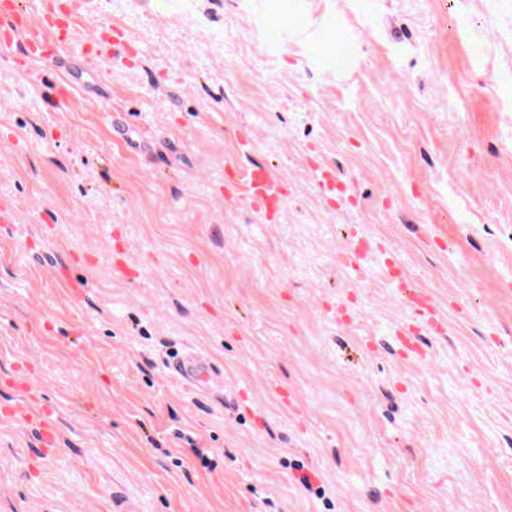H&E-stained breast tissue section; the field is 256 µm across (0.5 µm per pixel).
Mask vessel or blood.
<instances>
[{
    "mask_svg": "<svg viewBox=\"0 0 512 512\" xmlns=\"http://www.w3.org/2000/svg\"><path fill=\"white\" fill-rule=\"evenodd\" d=\"M70 9L59 0H40L37 13H29L20 0H0V46L18 44L31 61L54 56L59 46L72 40ZM245 192L252 208L271 221H279L285 202L284 189L270 166L254 164L245 174ZM404 305L410 316L436 320V300L428 292L405 290ZM176 375L198 387L208 386L216 376L207 359L195 352H185L173 365ZM7 413L15 423L35 430L43 452L57 448L60 433L56 411L35 398L29 387L15 389V399Z\"/></svg>",
    "mask_w": 512,
    "mask_h": 512,
    "instance_id": "1",
    "label": "vessel or blood"
}]
</instances>
